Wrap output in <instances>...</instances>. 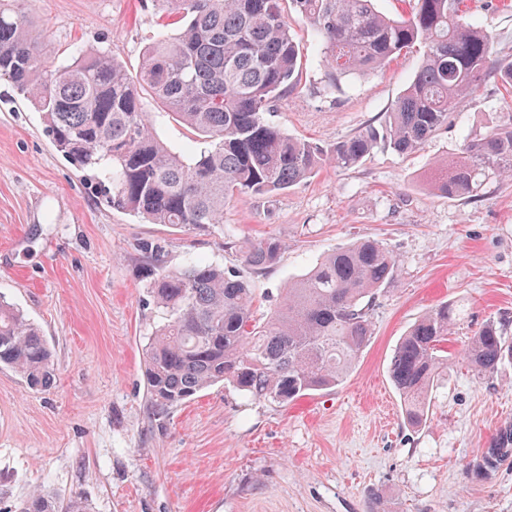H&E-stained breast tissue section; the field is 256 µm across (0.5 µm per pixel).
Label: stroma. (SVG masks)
<instances>
[{"label": "stroma", "instance_id": "obj_1", "mask_svg": "<svg viewBox=\"0 0 512 512\" xmlns=\"http://www.w3.org/2000/svg\"><path fill=\"white\" fill-rule=\"evenodd\" d=\"M467 6L496 56H512V5ZM26 8L52 61L78 45L104 48L132 76L162 31L151 0H28ZM285 15L301 66L272 121L323 147L379 125L419 54L331 89L320 37L293 8ZM511 115L512 92L488 77L420 150L379 147L274 197L238 196L223 223L197 231L108 206L94 180L56 152L35 106L0 81V296L42 330L55 368L51 386L36 391L0 366V512L36 491L62 505L79 496L89 512H368L372 503L377 512H512V462L478 477L469 467L512 423V364L480 380L464 358L486 321H512V176L471 198L427 187L436 161L456 159ZM362 238L391 250L398 271L344 382L285 407L218 384L156 415L144 376L160 316L148 290L154 263L175 269L203 258L240 273L265 316L289 282ZM256 239L280 243L276 264H244L242 246ZM445 301L465 304L468 315L444 343L448 374L428 420L413 428L390 359L409 327Z\"/></svg>", "mask_w": 512, "mask_h": 512}]
</instances>
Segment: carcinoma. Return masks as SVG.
<instances>
[{
  "instance_id": "1",
  "label": "carcinoma",
  "mask_w": 512,
  "mask_h": 512,
  "mask_svg": "<svg viewBox=\"0 0 512 512\" xmlns=\"http://www.w3.org/2000/svg\"><path fill=\"white\" fill-rule=\"evenodd\" d=\"M283 0H152L163 34L145 47L136 76L115 54L73 49L44 63L46 37L21 7L0 9V81L42 113L56 150L112 190V207L149 224L203 229L224 223V205L243 195L274 196L325 164L348 168L379 144L405 154L448 126L451 111L490 76L512 89V58L493 55L489 35L466 17L463 0H413L393 18L376 0H291L323 41L330 85L381 70L402 52L422 50L414 78L384 121L329 147L294 138L269 119L297 85L300 59ZM148 94L191 129L203 147L177 150L155 132ZM512 176V118L436 165L429 188L476 197L493 179ZM281 245H244V263L274 265ZM396 256L375 240L338 248L288 285L270 315H255L246 278L202 260L156 268L149 284L164 321L145 348L147 392L158 415L222 383L246 398L286 405L341 384L373 336L376 297L396 276ZM463 319L441 303L402 336L389 377L413 428L427 421L431 393L448 368L441 343ZM465 357L479 379L512 361L508 324L484 323ZM0 365L33 390L50 386L54 365L41 330L0 300ZM512 460V424L500 428L474 464L477 472ZM17 512H58L35 492Z\"/></svg>"
}]
</instances>
